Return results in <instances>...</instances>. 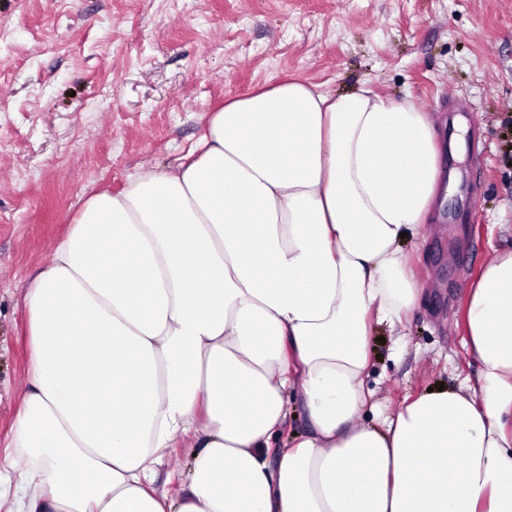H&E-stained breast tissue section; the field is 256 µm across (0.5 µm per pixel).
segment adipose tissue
Here are the masks:
<instances>
[{"label":"adipose tissue","mask_w":512,"mask_h":512,"mask_svg":"<svg viewBox=\"0 0 512 512\" xmlns=\"http://www.w3.org/2000/svg\"><path fill=\"white\" fill-rule=\"evenodd\" d=\"M431 113L297 79L229 96L172 170L77 211L25 283L14 512H512V250L465 293L459 389L380 425L369 338L427 291L403 235L445 188ZM309 430L281 441L289 401ZM195 455L157 488L179 441Z\"/></svg>","instance_id":"obj_1"}]
</instances>
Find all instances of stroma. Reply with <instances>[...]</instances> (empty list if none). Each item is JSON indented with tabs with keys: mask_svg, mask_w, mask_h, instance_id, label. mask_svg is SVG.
<instances>
[{
	"mask_svg": "<svg viewBox=\"0 0 512 512\" xmlns=\"http://www.w3.org/2000/svg\"><path fill=\"white\" fill-rule=\"evenodd\" d=\"M286 76L411 97L454 173L426 245L402 246L431 307L377 326L368 420L474 376L465 291L512 249V0H0V456L29 356L24 284L82 202L174 169L226 97Z\"/></svg>",
	"mask_w": 512,
	"mask_h": 512,
	"instance_id": "35a3bbf8",
	"label": "stroma"
}]
</instances>
